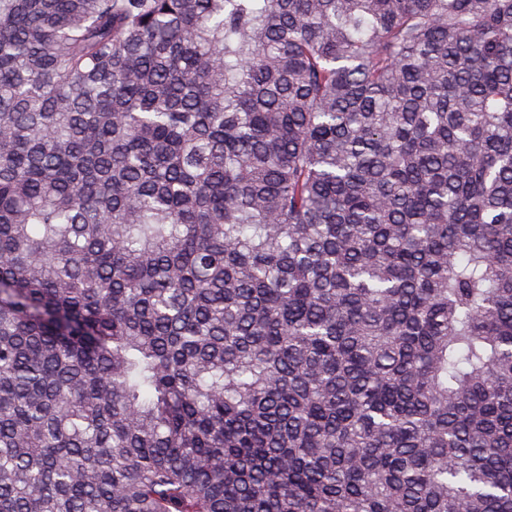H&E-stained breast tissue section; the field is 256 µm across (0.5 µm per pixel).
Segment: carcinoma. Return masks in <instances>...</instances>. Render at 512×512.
I'll use <instances>...</instances> for the list:
<instances>
[{"label": "carcinoma", "mask_w": 512, "mask_h": 512, "mask_svg": "<svg viewBox=\"0 0 512 512\" xmlns=\"http://www.w3.org/2000/svg\"><path fill=\"white\" fill-rule=\"evenodd\" d=\"M0 512H512V0H0Z\"/></svg>", "instance_id": "1"}]
</instances>
